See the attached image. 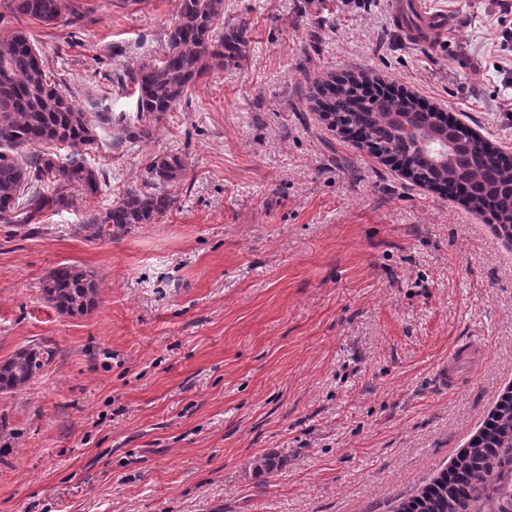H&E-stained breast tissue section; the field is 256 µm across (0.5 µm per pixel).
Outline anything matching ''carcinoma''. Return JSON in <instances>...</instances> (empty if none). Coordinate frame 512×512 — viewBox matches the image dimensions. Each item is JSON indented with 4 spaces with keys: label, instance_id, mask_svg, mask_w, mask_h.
I'll return each instance as SVG.
<instances>
[{
    "label": "carcinoma",
    "instance_id": "carcinoma-1",
    "mask_svg": "<svg viewBox=\"0 0 512 512\" xmlns=\"http://www.w3.org/2000/svg\"><path fill=\"white\" fill-rule=\"evenodd\" d=\"M10 6L46 26L60 23L66 11L65 0H10ZM167 45L163 58L141 63L132 74L137 116L122 125L120 142L149 138L150 120L174 110L197 79L240 62L247 52L243 28H224V0H179ZM308 97L331 130L354 137L360 148L405 172L414 184L438 192L467 186L463 202L512 239V154L417 94L363 74L331 76L310 87ZM393 112L410 114L421 127L445 128L449 137L466 142L458 167L438 168L424 159L388 120ZM113 124L111 113L91 115L60 88L33 36L16 31L0 38V223L30 224L46 210L69 206L74 184L96 195L98 171L87 155L97 142L96 128ZM61 147L70 149L63 161L56 153ZM184 175L177 154L155 155L144 169L142 187L90 213L85 227L154 223L174 204L167 186ZM41 292L70 316L86 314L99 300L95 271L71 265L54 268ZM52 356L48 346L37 345L1 361L0 392L24 389ZM396 512H512V388L500 394L468 447Z\"/></svg>",
    "mask_w": 512,
    "mask_h": 512
}]
</instances>
